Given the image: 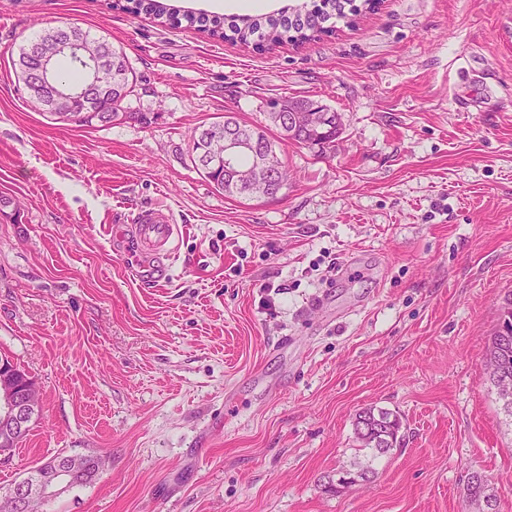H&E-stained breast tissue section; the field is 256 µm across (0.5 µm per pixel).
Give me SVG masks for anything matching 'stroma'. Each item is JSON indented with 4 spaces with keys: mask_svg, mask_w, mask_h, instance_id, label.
Here are the masks:
<instances>
[{
    "mask_svg": "<svg viewBox=\"0 0 512 512\" xmlns=\"http://www.w3.org/2000/svg\"><path fill=\"white\" fill-rule=\"evenodd\" d=\"M61 26L125 51L111 123L45 118L19 81L20 46ZM272 98L338 112L335 145L279 142L286 189L224 196L189 135L265 123ZM148 208L174 213L172 253L117 235ZM511 292L512 0H381L270 50L131 0H0V356L41 399L0 494L95 452L45 512H477L476 471L512 512L484 372ZM368 407L402 424L376 458L353 434ZM360 462L369 481L327 491Z\"/></svg>",
    "mask_w": 512,
    "mask_h": 512,
    "instance_id": "obj_1",
    "label": "stroma"
}]
</instances>
